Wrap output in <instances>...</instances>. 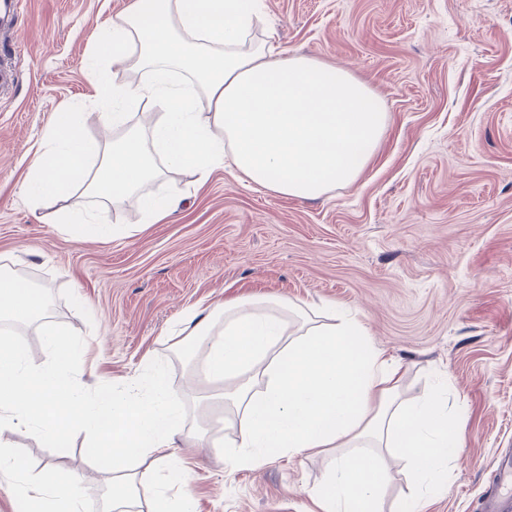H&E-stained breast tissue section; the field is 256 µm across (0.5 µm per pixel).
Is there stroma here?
I'll return each instance as SVG.
<instances>
[{"mask_svg":"<svg viewBox=\"0 0 512 512\" xmlns=\"http://www.w3.org/2000/svg\"><path fill=\"white\" fill-rule=\"evenodd\" d=\"M132 0H23L0 89V270L44 289L42 319L0 322L36 360L45 330L80 343L66 363L82 389L122 392L145 357L163 369L187 424L203 394L189 352L169 333L187 305L284 297L349 311L376 347L402 365L408 396L446 390L465 447L448 492L425 512H479L502 454L512 451V0H261L255 39L349 71L389 113L388 127L357 180L316 201L263 190L213 170L172 173L154 192L180 197L172 216L146 223L130 200L103 208L76 184L53 202L29 200L23 182L44 153L59 112L87 104L85 136L109 142L85 60L100 27ZM88 203L104 239L57 213ZM220 423L207 441L181 439L173 488L194 512H312L320 455L270 457L255 468L224 464ZM18 455L0 469V512H26L29 480L75 475L103 512L106 468L84 437L0 431ZM383 512L416 494L399 453Z\"/></svg>","mask_w":512,"mask_h":512,"instance_id":"1","label":"stroma"}]
</instances>
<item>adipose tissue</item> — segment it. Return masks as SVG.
<instances>
[{"mask_svg":"<svg viewBox=\"0 0 512 512\" xmlns=\"http://www.w3.org/2000/svg\"><path fill=\"white\" fill-rule=\"evenodd\" d=\"M257 0H134L101 30L87 55L94 103L103 124L128 126L133 109L150 104L158 117L104 145L82 133L84 114L60 112L45 133L46 151L25 186L42 200L87 183L98 199L136 198L153 224L177 207L147 193L170 171L207 176L217 168L273 193L316 200L353 183L384 134L389 115L349 71L255 41ZM137 83L109 80L112 66ZM184 83H175L178 74ZM43 297L0 273V320L30 322ZM175 348L191 346L198 374L215 390L225 427L234 429L224 463L258 466L270 453L328 456L310 492L318 512H376L386 473L379 450H402L418 485L448 490V466L462 454L437 391L407 396L401 366L384 356L353 317L324 322L318 305L285 300L215 307L187 306L170 331ZM55 359L36 362L0 338V429L32 425L46 437L92 436L112 459L111 508L122 512L141 483L158 486L151 512H190L188 494L169 493L164 469L184 428L180 403L159 370L146 394L98 395L87 404L65 389ZM90 490L72 477L49 487L25 482L28 512H82Z\"/></svg>","mask_w":512,"mask_h":512,"instance_id":"obj_1","label":"adipose tissue"}]
</instances>
